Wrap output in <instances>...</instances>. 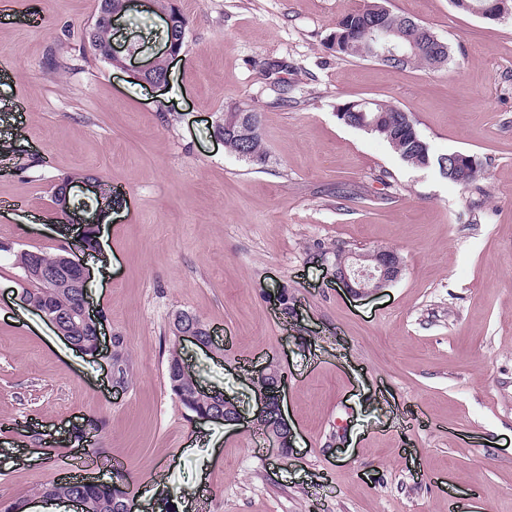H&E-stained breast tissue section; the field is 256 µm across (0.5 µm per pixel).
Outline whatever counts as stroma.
I'll list each match as a JSON object with an SVG mask.
<instances>
[{
	"label": "stroma",
	"mask_w": 512,
	"mask_h": 512,
	"mask_svg": "<svg viewBox=\"0 0 512 512\" xmlns=\"http://www.w3.org/2000/svg\"><path fill=\"white\" fill-rule=\"evenodd\" d=\"M175 3L190 25L162 87L94 54L98 0H14L0 19V502L71 476L80 426L98 449L91 480L124 473L145 505L512 512V18L385 0L447 43L431 71L327 49L363 0ZM164 28L137 0L114 44L139 42L141 63L163 51ZM361 99L407 112L434 155H472L480 177L458 186L344 125L337 105ZM238 101L262 115L265 164L213 135ZM89 173L112 188L100 249L84 259L96 358L21 304L14 264L69 243L52 190ZM319 247L393 249L402 272L356 295L312 261ZM181 310L224 349L184 343L190 369L245 415L255 372L287 371L288 455L260 430L198 420L171 392ZM115 336L130 364L120 391ZM115 337L116 338L119 337L118 343L116 345V347L118 349L115 352H113V354H112V350H111L112 360L110 361V381L113 384V387L122 388V386H124V384H122L123 382H121L119 380L115 366H117L119 375L122 376V378L124 379V381L126 383H128L130 371H129L128 360L124 356V353L122 352L123 347H124V338L120 337V336H115ZM112 361H113V363H112Z\"/></svg>",
	"instance_id": "35a3bbf8"
}]
</instances>
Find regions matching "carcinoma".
Here are the masks:
<instances>
[{"label": "carcinoma", "mask_w": 512, "mask_h": 512, "mask_svg": "<svg viewBox=\"0 0 512 512\" xmlns=\"http://www.w3.org/2000/svg\"><path fill=\"white\" fill-rule=\"evenodd\" d=\"M380 0H367V4L354 12L344 16L340 21V27L336 32L343 34L339 40H332L328 48L338 54L367 58V44L373 42V33L365 26L367 16L372 13ZM121 8L120 0H100L98 13L93 27L89 30L87 41L94 54L102 59H107L108 49L112 47V25L103 17V13ZM164 8L174 14L175 24L166 29V37L176 39V43L184 44L181 40L183 28L188 24L187 17L179 7L165 0ZM409 65H422L428 68H439L443 65L435 53L428 48H419L417 52L410 54L405 62L397 63L399 67ZM364 111L367 118H377L376 127L370 130L384 139L392 149L404 161L416 166H430L438 163V158L433 156L427 143H418L412 134L405 128L404 112L376 100H370L366 104L351 106L345 102L337 108L338 118L346 125L361 129L363 124L356 113ZM224 148L238 156L248 154L246 160L256 164H263L267 159V150L262 138V120H257L255 125L239 128L231 136L224 137ZM66 251L55 254L42 251L21 250L15 254V265L20 270H25L31 262L37 261L44 268L51 270L63 262ZM23 293L29 302L45 305L52 309V313L65 314L77 304V291L73 289L50 290L37 282L28 283ZM124 338H119L117 350L112 354V361L117 366L118 373L123 379L129 378L128 360L123 353ZM181 359L178 345L169 349L167 357V379L173 394L181 404L193 413H206L212 409V405L206 399H202L194 393L193 387L196 381L189 379L182 373L176 372V366ZM111 483L97 482L78 486L71 482H53L41 486L32 492V495L44 499L62 501L82 492L87 512H133L134 498L128 496L124 499H115L110 491Z\"/></svg>", "instance_id": "1"}]
</instances>
